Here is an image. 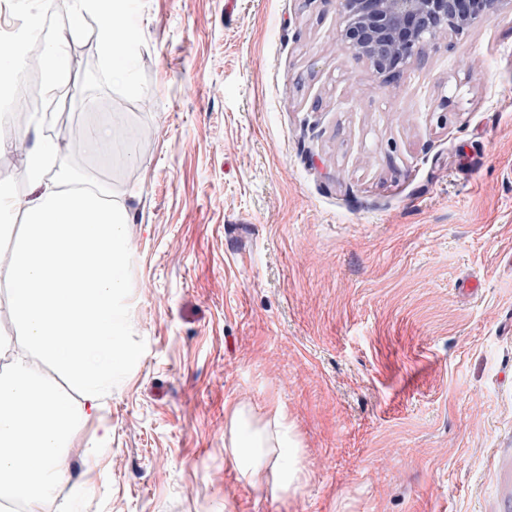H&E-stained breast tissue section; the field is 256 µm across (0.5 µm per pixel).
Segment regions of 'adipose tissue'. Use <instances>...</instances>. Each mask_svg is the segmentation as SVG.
I'll return each mask as SVG.
<instances>
[{
  "label": "adipose tissue",
  "mask_w": 512,
  "mask_h": 512,
  "mask_svg": "<svg viewBox=\"0 0 512 512\" xmlns=\"http://www.w3.org/2000/svg\"><path fill=\"white\" fill-rule=\"evenodd\" d=\"M75 5L72 29L86 16H98L95 38L108 66L127 72L131 37L120 23L127 0H114L108 10L102 0ZM14 146L28 161L31 192L18 200L0 180V238L13 242L0 262V283L19 325L9 370L0 375V497L41 512L44 499L71 476L61 452L69 433L100 412L113 377L136 356L115 301L128 286L131 216L107 189L65 187L63 174L51 170L53 137L0 139V150ZM16 212L24 218L18 229L11 222ZM44 364L81 391V406L41 375ZM224 453L241 479L276 498L291 497L306 479L288 432L269 434L237 404L230 408Z\"/></svg>",
  "instance_id": "adipose-tissue-1"
}]
</instances>
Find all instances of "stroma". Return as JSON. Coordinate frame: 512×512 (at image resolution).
Masks as SVG:
<instances>
[{"label":"stroma","mask_w":512,"mask_h":512,"mask_svg":"<svg viewBox=\"0 0 512 512\" xmlns=\"http://www.w3.org/2000/svg\"><path fill=\"white\" fill-rule=\"evenodd\" d=\"M56 3L55 159L132 216L137 355L43 512H512V13L384 83L336 0H128L118 84ZM233 404L292 427L288 501L225 457Z\"/></svg>","instance_id":"35a3bbf8"}]
</instances>
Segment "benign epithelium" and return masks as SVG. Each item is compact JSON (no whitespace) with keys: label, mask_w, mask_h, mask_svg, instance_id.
<instances>
[{"label":"benign epithelium","mask_w":512,"mask_h":512,"mask_svg":"<svg viewBox=\"0 0 512 512\" xmlns=\"http://www.w3.org/2000/svg\"><path fill=\"white\" fill-rule=\"evenodd\" d=\"M340 45L365 59L373 74L403 76L423 43L459 35L502 12L508 0H336Z\"/></svg>","instance_id":"obj_1"}]
</instances>
